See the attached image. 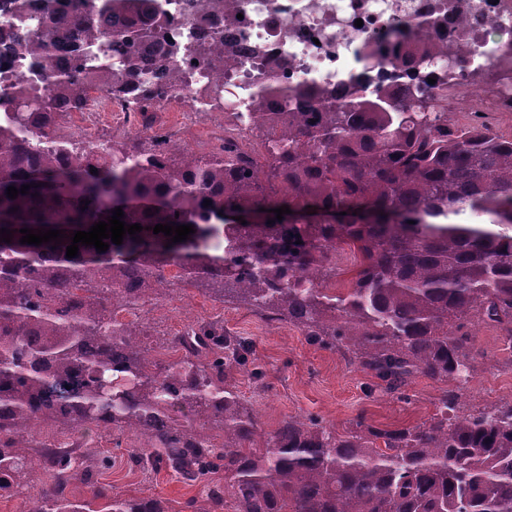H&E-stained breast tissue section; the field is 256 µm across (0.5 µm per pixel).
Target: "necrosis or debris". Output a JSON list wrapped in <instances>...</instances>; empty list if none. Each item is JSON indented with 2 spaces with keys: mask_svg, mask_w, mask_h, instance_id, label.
<instances>
[{
  "mask_svg": "<svg viewBox=\"0 0 512 512\" xmlns=\"http://www.w3.org/2000/svg\"><path fill=\"white\" fill-rule=\"evenodd\" d=\"M438 0H250L242 19L225 23L212 18L207 28L223 34L241 63L234 75L193 65L201 83L224 84L236 94L233 109L243 112L257 77L263 73L288 74L319 83L337 82L342 74L369 86L383 79V69L365 65L362 42L384 45L389 28L400 27L403 45L416 47L419 35L407 20L435 9ZM428 39L457 61L462 74L473 65L461 54V45L492 52L489 61L501 76L502 93H465L463 86L444 88V97L465 95L467 112H512V0H465L449 13L446 24Z\"/></svg>",
  "mask_w": 512,
  "mask_h": 512,
  "instance_id": "4bbe7bcc",
  "label": "necrosis or debris"
}]
</instances>
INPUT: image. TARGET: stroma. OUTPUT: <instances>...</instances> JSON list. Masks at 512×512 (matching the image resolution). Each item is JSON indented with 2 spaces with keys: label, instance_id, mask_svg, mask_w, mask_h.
<instances>
[{
  "label": "stroma",
  "instance_id": "obj_1",
  "mask_svg": "<svg viewBox=\"0 0 512 512\" xmlns=\"http://www.w3.org/2000/svg\"><path fill=\"white\" fill-rule=\"evenodd\" d=\"M151 121L184 149L208 157L223 141L226 117L219 111L177 108L152 113ZM139 316L152 330L155 357L164 362L175 356L172 336L187 324L216 323L240 336L251 355L236 382L244 400L258 410L264 432L288 417L306 415L339 430L359 419L381 428L413 426L437 414L439 399L448 388L447 383L418 376L407 388V399H400L342 352L322 348L291 325L266 322L249 309L220 303L191 286L146 304ZM474 333L489 359L461 391L460 407L465 412L512 401V351L504 349L492 326L478 325ZM82 445L110 455L111 467L91 475L92 484L106 487L110 494L158 498L170 512H181L186 501L205 494L203 484H186L165 469L136 466L129 458L133 440L123 439L117 447L111 433L95 430Z\"/></svg>",
  "mask_w": 512,
  "mask_h": 512
}]
</instances>
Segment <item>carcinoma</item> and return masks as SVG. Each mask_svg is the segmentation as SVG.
<instances>
[{
  "mask_svg": "<svg viewBox=\"0 0 512 512\" xmlns=\"http://www.w3.org/2000/svg\"><path fill=\"white\" fill-rule=\"evenodd\" d=\"M176 3L192 24L186 42L165 36ZM457 7L443 0L414 27H433ZM222 13L224 0H0V56L37 55L33 74L50 88L44 96L25 77L0 87V229L12 230L0 242V498L27 484L42 429L94 428L118 448L131 435L153 450L155 467L205 483V506L187 502L194 512H512V402L458 416L452 388L439 414L411 427L360 418L338 432L315 416L290 417L257 447L259 413L235 383L248 364L245 341L190 324L173 339L181 356L161 366L143 347L147 327L116 318L191 284L347 352L391 392L417 375L458 385L471 377L485 357L473 335L479 323L512 348V135L478 118L451 122L461 100L443 108L427 79L442 52L423 42L409 59L377 60L365 43L364 58L412 71L403 91L309 80L288 88L260 77L248 107L266 155L232 139L209 159L171 152L147 112L164 97L224 109L223 87L185 97L180 67L186 56L220 71L238 65L218 47L220 33L194 27ZM71 23L83 27L84 44L64 29ZM152 65L164 75L159 86L145 77ZM93 90L139 112L138 141L94 150L64 130ZM264 165L276 181L267 192L258 185ZM26 184L28 193L7 197V187ZM284 205L291 213L278 221L273 209ZM118 206L144 230L67 258L72 233ZM301 212L310 220L300 222ZM467 213L480 223L464 222ZM249 214L259 220L232 219ZM172 222L195 233L172 244L153 233ZM22 228L67 237L22 244ZM346 254L350 278L331 288ZM45 456L50 482L35 512H168L157 498L102 487L88 499L70 495L108 456L81 465L65 451ZM220 471L222 484L213 480Z\"/></svg>",
  "mask_w": 512,
  "mask_h": 512,
  "instance_id": "obj_1",
  "label": "carcinoma"
}]
</instances>
